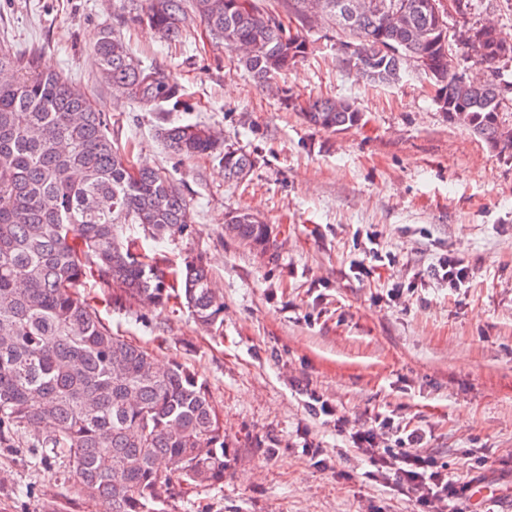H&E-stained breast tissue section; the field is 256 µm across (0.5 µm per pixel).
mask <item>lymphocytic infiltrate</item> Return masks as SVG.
<instances>
[{"label": "lymphocytic infiltrate", "mask_w": 512, "mask_h": 512, "mask_svg": "<svg viewBox=\"0 0 512 512\" xmlns=\"http://www.w3.org/2000/svg\"><path fill=\"white\" fill-rule=\"evenodd\" d=\"M318 410L335 416L337 432L368 459L366 479L408 497L415 512H464L468 491L485 481L479 471L466 483L449 478L447 465L427 449V432L395 415L379 414L370 423L358 424L327 402H320Z\"/></svg>", "instance_id": "1"}]
</instances>
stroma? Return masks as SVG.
Segmentation results:
<instances>
[{
	"label": "stroma",
	"instance_id": "1",
	"mask_svg": "<svg viewBox=\"0 0 512 512\" xmlns=\"http://www.w3.org/2000/svg\"><path fill=\"white\" fill-rule=\"evenodd\" d=\"M462 22L494 21L512 33V0H475ZM143 0H0V46L40 56L112 114V143L135 166L161 171L191 215L181 238L146 253L172 263L202 256L224 312L210 329L170 303L113 304L86 278L113 332L149 347L157 361L197 373L224 420L234 463L222 484L174 487L157 512H412L413 504L364 477L370 465L311 396L351 421L399 411L431 435L450 478L485 463L487 512H512V157L451 124L427 82L410 75L375 86L336 66V33L305 30L310 54L276 87H260L234 53L192 21L180 42L138 15ZM120 33L135 60L181 86L184 103L145 107L101 84L92 47L102 28ZM348 99L360 123L333 133L309 126L284 102ZM199 123L250 153L246 180L218 161L170 152L160 131ZM246 209L271 230L267 250L224 232ZM375 235L384 265L355 235ZM473 271L453 291L429 276L439 257ZM416 282L414 294L388 291ZM0 512H102L83 495L62 456L0 447Z\"/></svg>",
	"mask_w": 512,
	"mask_h": 512
}]
</instances>
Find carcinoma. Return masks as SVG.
Returning <instances> with one entry per match:
<instances>
[{"label":"carcinoma","mask_w":512,"mask_h":512,"mask_svg":"<svg viewBox=\"0 0 512 512\" xmlns=\"http://www.w3.org/2000/svg\"><path fill=\"white\" fill-rule=\"evenodd\" d=\"M143 13L163 36L182 34L193 9L238 63L271 85L306 57L309 44L261 9L256 0H145ZM357 17L341 26L336 0H287L288 14L336 29L356 47L336 56L378 84L409 73L436 87L433 101L448 121L512 154V106H500L501 61L468 41L473 26L450 34L434 6L440 0H354ZM482 65L473 82L453 65L452 45ZM99 78L120 98L144 106L181 103L177 82L134 61L112 29L94 45ZM0 446L61 454L84 494L104 512H154L174 486L224 482L234 453L205 383L186 365L166 368L151 350L112 332L77 288L87 276L120 303L183 300L196 321L213 326L224 310L199 257L178 269L140 252L126 236L137 224L161 243L189 231L179 189L161 172L138 168L112 145L110 113L39 57L0 49ZM311 126L340 133L361 114L345 99L299 105ZM168 148L185 158L211 157L231 181L256 165L199 124L163 128ZM225 232L264 249L268 225L240 210ZM117 293H112V289Z\"/></svg>","instance_id":"carcinoma-1"}]
</instances>
